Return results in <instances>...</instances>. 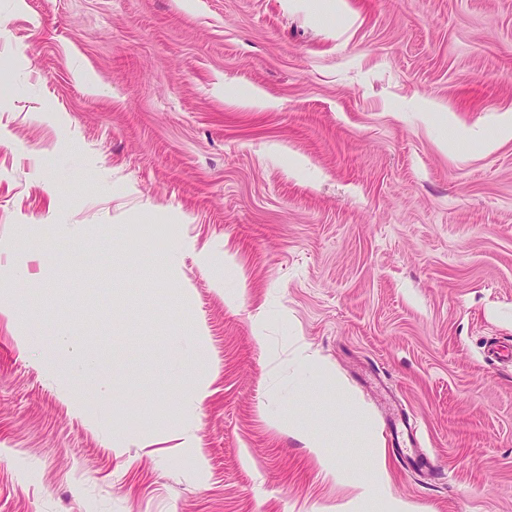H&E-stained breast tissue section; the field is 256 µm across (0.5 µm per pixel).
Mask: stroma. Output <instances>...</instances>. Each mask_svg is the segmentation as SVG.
Returning a JSON list of instances; mask_svg holds the SVG:
<instances>
[{"instance_id":"35a3bbf8","label":"stroma","mask_w":512,"mask_h":512,"mask_svg":"<svg viewBox=\"0 0 512 512\" xmlns=\"http://www.w3.org/2000/svg\"><path fill=\"white\" fill-rule=\"evenodd\" d=\"M495 343L512 0H0V512H512ZM54 335L52 345L41 353L46 352L47 358L55 367L94 369V360L81 348L77 336H71L63 329H58ZM416 433L415 426L412 427L409 421L403 418L402 412L389 419V438L393 447L402 448L401 444L406 443L405 436L414 447L417 443Z\"/></svg>"}]
</instances>
